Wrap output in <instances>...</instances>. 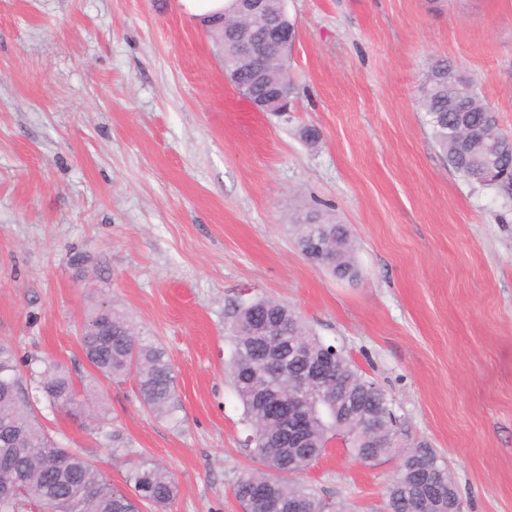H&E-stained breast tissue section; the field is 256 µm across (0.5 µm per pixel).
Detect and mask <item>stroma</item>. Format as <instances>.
<instances>
[{"label":"stroma","instance_id":"obj_1","mask_svg":"<svg viewBox=\"0 0 512 512\" xmlns=\"http://www.w3.org/2000/svg\"><path fill=\"white\" fill-rule=\"evenodd\" d=\"M287 10L295 96L259 112L179 0H0V342L82 379L123 444L174 472L169 512H241L249 430L224 310L270 297L344 347L407 432L380 465L331 443L303 476L326 502L380 512L407 446L425 443L465 512H512V184L458 176L418 106L445 59L512 133V0ZM314 208L350 229L356 278L297 248L291 224ZM112 300L167 350L180 423L86 362L79 329ZM42 419L124 487L89 427Z\"/></svg>","mask_w":512,"mask_h":512}]
</instances>
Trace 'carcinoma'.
<instances>
[{
  "mask_svg": "<svg viewBox=\"0 0 512 512\" xmlns=\"http://www.w3.org/2000/svg\"><path fill=\"white\" fill-rule=\"evenodd\" d=\"M215 25L208 35L216 45L232 39L223 25L237 22L234 15L216 11L202 17ZM224 64L239 73V83L255 97L288 87L295 93L288 66L276 49L262 59H237L224 49ZM420 104L435 143L451 169L465 179L486 183L480 163L503 133L496 113L476 91L473 83L458 78V70L446 59L433 62L420 86ZM296 241L310 233L322 240L324 253L333 256L332 276L353 278L350 233L325 213L316 211L295 220ZM225 336L231 353L227 363L234 392L241 401L251 429L246 446L254 466L243 470L233 484L242 512H267L263 498L273 491L282 504L297 503L301 512H330V505L301 480L310 464L325 451L330 439H346L348 451L366 464H379L396 452L401 429L390 425L395 414L392 402L378 384L363 375L350 356L340 349L333 356L337 381L322 379L301 394L306 413V447L288 446V432L270 409L277 394L286 400L296 393L294 379L320 367L328 354L325 343L288 306L265 297L232 302L225 311ZM296 342L307 359L288 354V341ZM80 346L96 372L110 381L133 380L143 407L152 414L177 420L181 400L170 357L158 342L136 332L127 315L110 304L98 306L86 317ZM23 361L13 347L0 344V476L10 479L11 489L0 494V512H168L178 494L172 471L164 464L141 456L131 448H110L114 459L126 464V492L112 487L97 462L76 448L55 439L37 417V406L69 415L85 410L88 401L77 400L71 374L54 361L43 362L34 391L23 382ZM371 407L377 432L364 443L366 428L336 408V385ZM106 442L119 435L105 429L107 419L99 408L85 415ZM454 479L447 462L419 444L398 467L386 488L387 505L395 512H413L419 497L434 498L430 512H448V487Z\"/></svg>",
  "mask_w": 512,
  "mask_h": 512,
  "instance_id": "cac0c4a2",
  "label": "carcinoma"
}]
</instances>
